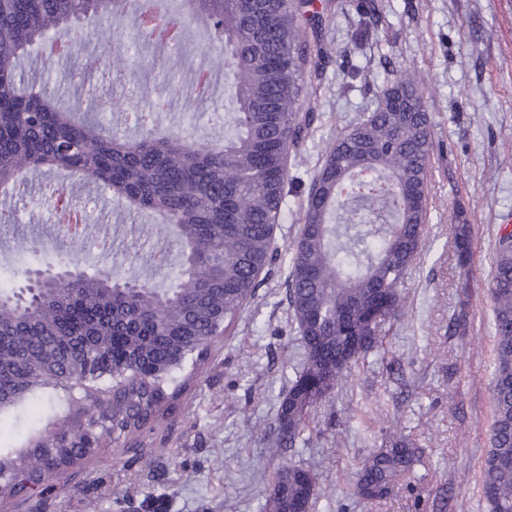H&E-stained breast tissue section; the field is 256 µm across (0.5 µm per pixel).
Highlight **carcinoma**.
<instances>
[{
  "instance_id": "1",
  "label": "carcinoma",
  "mask_w": 512,
  "mask_h": 512,
  "mask_svg": "<svg viewBox=\"0 0 512 512\" xmlns=\"http://www.w3.org/2000/svg\"><path fill=\"white\" fill-rule=\"evenodd\" d=\"M144 0L138 16L153 15L158 37L180 35L185 16L224 52L232 91L224 138L190 142L158 129L168 106L164 85L142 92L141 70L130 63L126 19L134 0H0V192L32 176L69 171L110 194L132 221L159 215L178 232L181 259L174 283H123L99 269L88 275L45 276L26 288L0 289V413L42 389L75 392L94 411L30 443L18 465L0 457V496H16L60 474L99 438L138 437L180 408L185 364L201 372L212 342L254 298L277 256L275 233L288 196V160L313 131L317 86L329 58L313 0H177L173 10ZM65 39L75 57L70 78L108 61L113 83L127 90L99 97L87 91L71 105L22 74L21 63L41 50L42 69L54 64L53 42ZM107 55L85 56L89 46ZM421 78L396 72L375 109L329 143L305 192L301 224L289 249L286 294L304 350V363L282 393L271 451L294 447L310 430V413L365 358L390 322L405 316L400 291L422 247L427 218L431 117L419 94ZM121 113L132 135L107 129L97 113ZM48 201L70 213L81 204L65 184ZM16 210L0 208V239L20 253L38 252L19 236ZM85 237L109 247L112 238ZM455 287L467 297L476 277L471 226L452 216ZM134 262L153 271L168 265L162 250ZM495 342L489 449L481 470L487 512H512V231L502 229L490 270ZM470 324L467 302L454 314L455 333ZM108 377L109 389L96 383ZM416 444L385 432L379 448L356 464L363 500L388 498L419 460ZM315 478L303 466L278 470L267 512H310Z\"/></svg>"
}]
</instances>
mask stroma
<instances>
[{
	"label": "stroma",
	"mask_w": 512,
	"mask_h": 512,
	"mask_svg": "<svg viewBox=\"0 0 512 512\" xmlns=\"http://www.w3.org/2000/svg\"><path fill=\"white\" fill-rule=\"evenodd\" d=\"M363 2L347 0L325 22L333 62L317 101L320 120L302 157L289 166L297 183L284 202L276 241L282 249L295 241L301 196L327 142L374 109L393 71L416 67L433 151L428 220L403 286L404 318L318 406L309 444L270 456L280 395L303 361L283 285L286 268L274 264L236 326L212 346L207 371L175 416L139 439L103 440L56 480L52 495L2 499L0 512H264L269 480L286 465L313 466L312 512H336L340 503L346 512H484L481 467L490 447L494 360L488 271L500 229L512 227V0H376L374 16ZM160 54L178 95L195 68L215 62L214 51L193 37L181 51L153 43L141 56ZM229 98V88L220 86L209 108L191 105L159 122L191 140H215L222 130L213 115ZM61 179L107 215L114 239L109 263L119 276L131 274L135 251L173 248L174 234L131 222L95 185L67 173ZM5 202L29 237L53 243L59 253L83 251L82 242L59 232V216L44 196L16 190ZM460 208L474 227L477 280L464 336L451 329L460 298L448 219ZM77 416L63 393H38L0 416V446L21 452ZM388 430L423 454L389 498H357L355 465Z\"/></svg>",
	"instance_id": "obj_1"
}]
</instances>
